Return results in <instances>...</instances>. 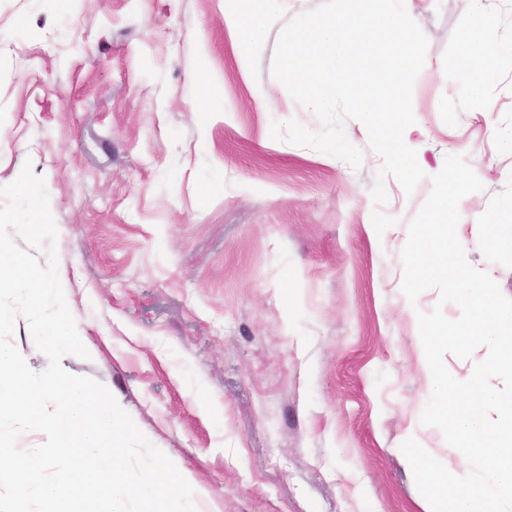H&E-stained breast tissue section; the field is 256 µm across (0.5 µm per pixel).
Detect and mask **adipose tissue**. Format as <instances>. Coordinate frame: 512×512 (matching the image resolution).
Listing matches in <instances>:
<instances>
[{"mask_svg": "<svg viewBox=\"0 0 512 512\" xmlns=\"http://www.w3.org/2000/svg\"><path fill=\"white\" fill-rule=\"evenodd\" d=\"M224 21L236 33L239 53H246L263 36L275 16L277 0H227ZM499 53L494 26L483 12L474 18L461 40V54L467 62L464 79L469 85L476 111L490 113L493 102L483 94L489 74L488 66Z\"/></svg>", "mask_w": 512, "mask_h": 512, "instance_id": "adipose-tissue-1", "label": "adipose tissue"}]
</instances>
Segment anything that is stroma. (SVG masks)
Masks as SVG:
<instances>
[{"instance_id": "stroma-1", "label": "stroma", "mask_w": 512, "mask_h": 512, "mask_svg": "<svg viewBox=\"0 0 512 512\" xmlns=\"http://www.w3.org/2000/svg\"><path fill=\"white\" fill-rule=\"evenodd\" d=\"M321 2L282 0L239 56L224 0H0V186L27 161L45 181L89 353L62 363L189 470L198 512H423L401 444L457 464L420 422L432 386L401 289L446 156L484 186L459 203L468 260L512 298V249L476 245L512 233V0H411L430 45L404 141L424 176L409 195L386 178L380 206L360 121L356 168L270 135L322 128L272 75L281 30ZM478 6L500 48L487 115L459 78Z\"/></svg>"}]
</instances>
